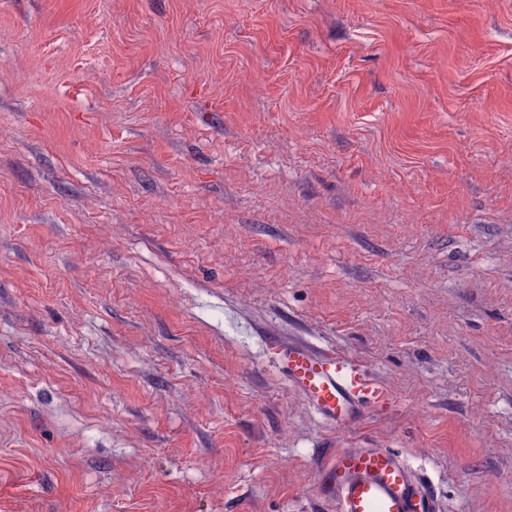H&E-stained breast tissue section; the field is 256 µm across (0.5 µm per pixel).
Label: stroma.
Here are the masks:
<instances>
[{
	"label": "stroma",
	"mask_w": 512,
	"mask_h": 512,
	"mask_svg": "<svg viewBox=\"0 0 512 512\" xmlns=\"http://www.w3.org/2000/svg\"><path fill=\"white\" fill-rule=\"evenodd\" d=\"M345 448L512 512V0H0V512H333ZM278 368L327 420L338 427L355 424L365 403H381L386 390L358 363L300 343L267 338Z\"/></svg>",
	"instance_id": "35a3bbf8"
}]
</instances>
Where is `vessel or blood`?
I'll return each instance as SVG.
<instances>
[{"instance_id": "vessel-or-blood-1", "label": "vessel or blood", "mask_w": 512, "mask_h": 512, "mask_svg": "<svg viewBox=\"0 0 512 512\" xmlns=\"http://www.w3.org/2000/svg\"><path fill=\"white\" fill-rule=\"evenodd\" d=\"M290 385L327 420L347 428L365 403H381L386 390L358 363L300 343L267 339ZM318 485L335 512H439L430 486L389 448H351L337 452L322 469Z\"/></svg>"}]
</instances>
